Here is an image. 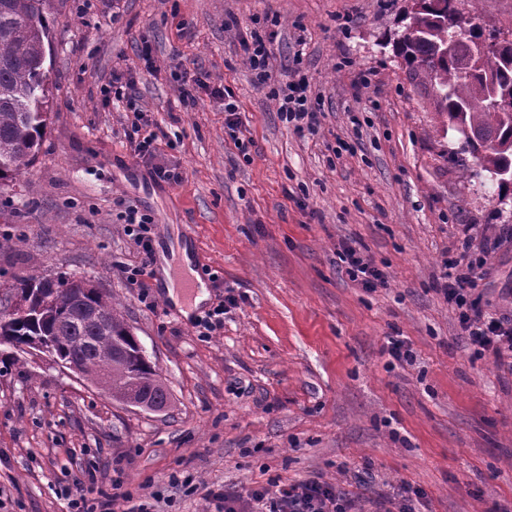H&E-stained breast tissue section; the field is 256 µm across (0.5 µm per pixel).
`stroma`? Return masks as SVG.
<instances>
[{
	"mask_svg": "<svg viewBox=\"0 0 512 512\" xmlns=\"http://www.w3.org/2000/svg\"><path fill=\"white\" fill-rule=\"evenodd\" d=\"M48 0L47 132L28 173L0 187V297L33 276L77 275L111 294L161 370L154 412L103 396L44 355L0 346V512H66L112 499L122 478L156 512H210L208 491L317 478L360 504L418 490L416 512H512V373L461 342L438 292L448 262L482 260L474 295L512 311V206L477 165L428 80L399 57L407 0ZM273 27L258 87L240 41ZM307 73L323 117L282 121L269 89ZM136 81L179 184L131 152L124 101ZM200 77L193 103L183 78ZM228 92L253 140L225 128ZM154 218L151 257L120 203ZM474 225L469 250L459 227ZM388 277L368 291L341 242ZM188 244L208 300L184 317L161 257ZM146 269L144 285L129 271ZM234 295L224 325L195 321ZM403 339L410 361L388 353Z\"/></svg>",
	"mask_w": 512,
	"mask_h": 512,
	"instance_id": "stroma-1",
	"label": "stroma"
}]
</instances>
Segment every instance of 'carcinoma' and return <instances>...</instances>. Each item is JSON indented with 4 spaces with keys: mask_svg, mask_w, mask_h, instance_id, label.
Instances as JSON below:
<instances>
[{
    "mask_svg": "<svg viewBox=\"0 0 512 512\" xmlns=\"http://www.w3.org/2000/svg\"><path fill=\"white\" fill-rule=\"evenodd\" d=\"M439 14L430 3L406 20L395 50L406 63L424 72L443 94L439 114L454 126H464L484 135L470 154L491 173L512 170V117L497 111L487 100L485 81H494L500 92L512 94V42L500 46L478 29L456 40L447 57L439 51L456 34L455 0H443ZM44 0H0V184L14 181L38 158L47 128L48 70L45 69V39L48 24ZM485 49L473 54V40ZM474 63L477 77L463 81L459 70ZM66 288L59 295L55 315L46 319L20 318L1 326L17 340L29 336L55 337L56 353L87 359L85 378L119 401L132 395H151L163 405L168 390L156 364L144 356H123L121 346L132 348L131 329L104 293L89 297L110 328L96 331L80 322V308L71 298L87 287L82 278L60 275L55 279L31 276L19 288Z\"/></svg>",
    "mask_w": 512,
    "mask_h": 512,
    "instance_id": "obj_1",
    "label": "carcinoma"
}]
</instances>
